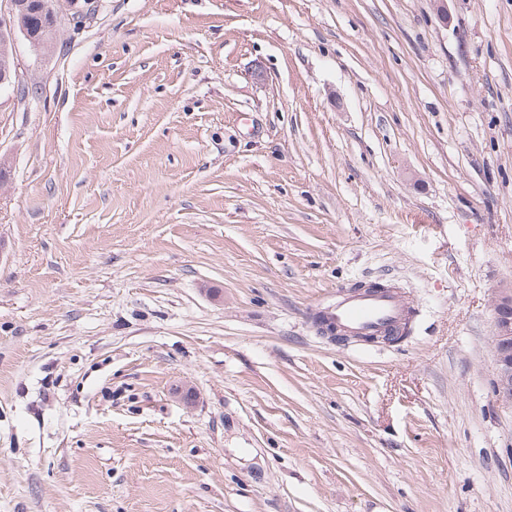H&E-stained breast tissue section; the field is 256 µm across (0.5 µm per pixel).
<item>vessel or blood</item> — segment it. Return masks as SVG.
<instances>
[{
	"label": "vessel or blood",
	"mask_w": 512,
	"mask_h": 512,
	"mask_svg": "<svg viewBox=\"0 0 512 512\" xmlns=\"http://www.w3.org/2000/svg\"><path fill=\"white\" fill-rule=\"evenodd\" d=\"M337 334L358 339L390 333H410L413 314L399 289L390 285L378 290L368 287L340 290L322 311Z\"/></svg>",
	"instance_id": "obj_1"
}]
</instances>
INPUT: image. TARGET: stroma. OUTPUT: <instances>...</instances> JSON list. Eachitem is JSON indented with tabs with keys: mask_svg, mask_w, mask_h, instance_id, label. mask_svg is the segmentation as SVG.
<instances>
[{
	"mask_svg": "<svg viewBox=\"0 0 512 512\" xmlns=\"http://www.w3.org/2000/svg\"><path fill=\"white\" fill-rule=\"evenodd\" d=\"M59 3L0 92V512H512V0ZM361 282L410 336L317 332ZM493 344L499 392L512 401V289H502L494 307Z\"/></svg>",
	"mask_w": 512,
	"mask_h": 512,
	"instance_id": "1",
	"label": "stroma"
}]
</instances>
